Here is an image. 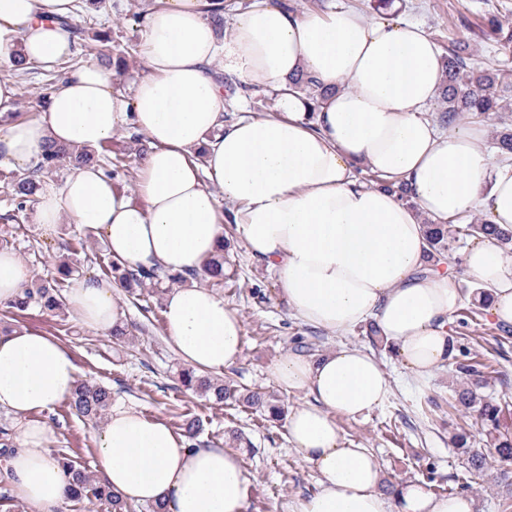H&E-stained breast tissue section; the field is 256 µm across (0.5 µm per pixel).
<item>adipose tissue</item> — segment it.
<instances>
[{
	"instance_id": "adipose-tissue-1",
	"label": "adipose tissue",
	"mask_w": 512,
	"mask_h": 512,
	"mask_svg": "<svg viewBox=\"0 0 512 512\" xmlns=\"http://www.w3.org/2000/svg\"><path fill=\"white\" fill-rule=\"evenodd\" d=\"M75 2L0 0V62L20 55L50 67L70 54L62 22ZM219 6L163 0L151 9L131 97L115 93L112 71L86 64L68 72L39 119L20 120L14 84L0 80V165L25 170L45 144L96 148L134 126L150 143L137 198L99 168H75L41 188L34 222L95 230L113 260L172 275L214 260L233 223L250 256L277 272L294 317L332 334L374 322L405 368L427 376L451 354L448 322L460 288L445 260L430 259L425 227L478 211L511 228L512 164L493 163L487 128L443 129L428 117L443 62L421 25L372 23L348 8L299 15L254 0L221 38L212 24ZM218 62L242 84L276 92V114L225 123ZM301 75L319 82L322 99L293 89ZM363 170L380 185L361 181ZM399 185L407 200L395 194ZM464 265L489 291L493 319L512 324V257L480 237ZM161 303L166 337L190 368L219 376L241 359L242 318L215 291L176 284ZM67 305L100 332L125 323L120 289L106 279L74 280ZM271 374L283 391L307 397L288 414V439L321 480L296 512H474L462 494L437 495L413 481L384 488L375 457L347 446L337 416L365 415L390 392L372 353L342 346L291 355ZM77 380L73 353L54 336L26 327L0 333V410L13 415L17 434L7 477L31 512H60L67 500L69 478L39 415L69 398ZM94 438L101 481L127 503L247 510L237 450L187 447L165 421L125 403L112 404Z\"/></svg>"
}]
</instances>
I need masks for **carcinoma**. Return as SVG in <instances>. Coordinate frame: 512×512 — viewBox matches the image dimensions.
<instances>
[{
	"mask_svg": "<svg viewBox=\"0 0 512 512\" xmlns=\"http://www.w3.org/2000/svg\"><path fill=\"white\" fill-rule=\"evenodd\" d=\"M448 58L445 62L446 86L442 92L440 120L450 123L461 118L481 119L498 112L508 111L507 102L496 95V86L512 84V70L505 68H485L474 62L471 44L463 39H449ZM88 51L97 59L111 65L112 46L107 37L97 36L88 45ZM500 153L512 155V128L507 126L496 131L495 137ZM100 155L94 150H69L54 144L44 147L42 160L32 171L12 178L9 182L12 201L19 212L31 210L38 203L36 192L39 189L41 175L64 164L70 166L97 165ZM429 243L435 254L452 259L455 244L471 236L490 235L496 238L503 248L512 250V230L503 229L483 219H473L463 226L442 224L426 225ZM111 272L127 287L136 285L157 284L166 279L174 284L190 279L212 280L215 284L224 281V255H219L208 267L201 271L188 273L186 276L169 275L158 267L128 269L117 263H109ZM66 306V298L61 293L60 281L47 280L37 288H26L21 295L8 307L20 311L32 307L51 312L61 311ZM486 365L466 359L456 366L459 384L455 390V402L462 411L470 410L477 413L481 426L495 442V451L502 462L512 461V436L500 431L503 408L484 399L478 390L486 382ZM184 385L193 388L205 397L222 403L227 400L242 401L249 407L262 410L268 409L276 417L280 414L279 399L274 395L248 392L241 393L227 381L208 376H199L191 369L181 373ZM112 404V390L98 383L81 380L77 383L69 398V406L73 413L89 421L102 418ZM454 443L468 454L471 468L480 471L487 465L486 457L465 447L464 437L455 436ZM63 467L70 474L72 483L70 498L79 501L94 498L107 503L111 512H131V506L115 496L101 481L91 475L84 466L73 459L62 461Z\"/></svg>",
	"mask_w": 512,
	"mask_h": 512,
	"instance_id": "obj_1",
	"label": "carcinoma"
}]
</instances>
